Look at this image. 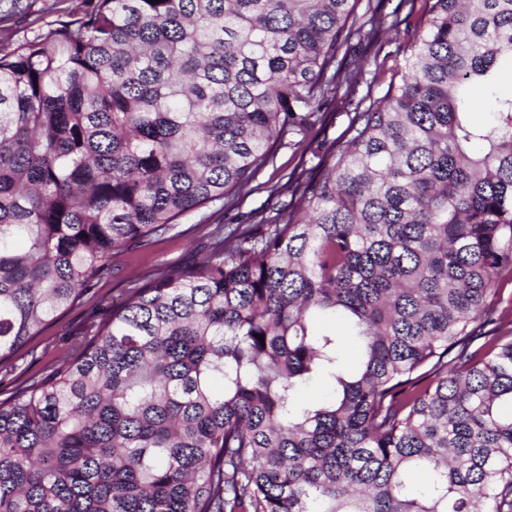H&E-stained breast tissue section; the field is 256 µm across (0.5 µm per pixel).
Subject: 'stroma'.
<instances>
[{
  "label": "stroma",
  "mask_w": 512,
  "mask_h": 512,
  "mask_svg": "<svg viewBox=\"0 0 512 512\" xmlns=\"http://www.w3.org/2000/svg\"><path fill=\"white\" fill-rule=\"evenodd\" d=\"M52 0H21L20 6L6 23L0 24V42H8L52 20ZM412 29L398 24L395 31L382 33L377 45L362 44L351 51L347 62L351 67L369 73L375 69V52L383 50L388 55L387 66H394V53L411 39ZM292 136H285L276 147L273 166L265 168L255 179L256 188L241 196L234 209H223L221 203L184 216L175 231L159 238L150 247L117 256L109 278L98 282L82 298L80 304L58 316L47 325L29 345L20 352L18 369L9 374L0 372V388L9 390L18 385L24 374L36 373L66 355L72 343L81 335L91 318L107 314L113 303L119 302L127 288L149 275L205 255L210 236L216 225L258 223L273 217V203L269 201L266 185L286 182L296 168H310L314 159L311 153L293 146Z\"/></svg>",
  "instance_id": "1"
}]
</instances>
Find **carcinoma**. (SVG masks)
<instances>
[{"instance_id": "1", "label": "carcinoma", "mask_w": 512, "mask_h": 512, "mask_svg": "<svg viewBox=\"0 0 512 512\" xmlns=\"http://www.w3.org/2000/svg\"><path fill=\"white\" fill-rule=\"evenodd\" d=\"M422 2L367 84L346 53L386 0H79L0 44V369L358 98L266 231L217 230L0 390V512H512V0ZM343 90L336 96L335 100L329 101L327 105L322 107V112L327 113L325 126L318 132V137L312 145L315 149L318 143H322L323 147H329L333 140H337L346 129L352 108H350L345 99L342 97Z\"/></svg>"}]
</instances>
